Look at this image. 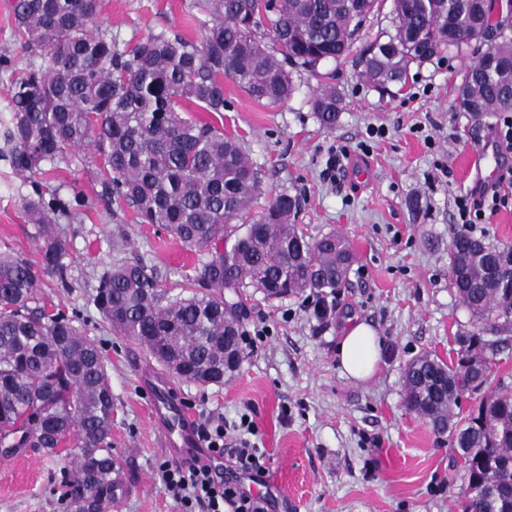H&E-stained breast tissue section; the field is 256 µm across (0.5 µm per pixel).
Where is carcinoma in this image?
<instances>
[{
	"instance_id": "1",
	"label": "carcinoma",
	"mask_w": 512,
	"mask_h": 512,
	"mask_svg": "<svg viewBox=\"0 0 512 512\" xmlns=\"http://www.w3.org/2000/svg\"><path fill=\"white\" fill-rule=\"evenodd\" d=\"M379 0H197L210 17L200 40L165 31L124 48L98 25L100 0H13L17 34L39 53L11 82L0 113V163L29 181L19 194L33 224L37 262L0 253V452L40 448L63 461L68 512H112V387L100 348L73 317L35 305L45 279L69 287L68 247L57 224L88 206L77 189L62 197L35 180L69 165L72 149L92 146L107 178L101 197L122 200L142 224H160L190 251L204 252L183 275L187 295L170 296L143 262L103 273L91 300L117 334L144 345L174 377L224 384L225 339L238 342L246 318L241 295L268 297L344 287L355 255L330 232L306 239L294 224L298 195L271 196L260 215L247 206L260 190L238 139L182 114L225 107L224 78L256 102L294 93L288 67L318 75L352 51ZM492 0H392L394 32L361 53L363 77L381 93L422 65L473 43L496 48L497 65L475 63L456 106L476 117L512 110V39L493 41ZM313 112L326 130L342 111L336 89L316 90ZM245 222L243 232L226 225ZM451 285L481 322L512 320V246L457 234L448 252ZM457 358L429 354L404 368L405 407L448 435L466 475L461 512H512V393L485 390L458 417L462 395L488 383L503 339L478 330L457 338Z\"/></svg>"
}]
</instances>
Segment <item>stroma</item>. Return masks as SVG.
I'll list each match as a JSON object with an SVG mask.
<instances>
[{
	"instance_id": "1",
	"label": "stroma",
	"mask_w": 512,
	"mask_h": 512,
	"mask_svg": "<svg viewBox=\"0 0 512 512\" xmlns=\"http://www.w3.org/2000/svg\"><path fill=\"white\" fill-rule=\"evenodd\" d=\"M11 0H0V111L13 73L33 62L15 31ZM391 0H380L342 63L321 66V78L293 72L296 86L273 106L254 102L232 80L224 82L223 112L194 110L195 118L238 137L261 175L251 213L271 195H299L295 222L309 237L336 232L356 260L344 288L331 297L332 313L318 318L316 295L282 299L248 290L244 329H263L252 352L223 385L175 381L197 419L223 416L234 426L253 420L267 473L246 482L262 492L269 512H459L463 473L447 437L433 433L403 405V369L423 354L455 360L457 337L476 320L449 284L448 248L458 230L457 196L474 184L467 169L499 118L458 111L457 88L478 51L469 47L411 67L406 84L382 93L362 75V49L391 31ZM208 18L197 0H101L99 23L118 46L152 32L199 38ZM335 86L343 110L335 129H323L312 109L319 83ZM383 136H373L374 128ZM349 148L350 154L337 152ZM70 166L38 175L44 190L76 187L92 208L59 229L68 245L69 285L48 280L37 291L49 311L76 316L104 356L114 400L112 455L122 478L112 512H182L165 494L158 465L168 459L148 417V400L130 358L140 355L156 376L164 369L146 348L110 329L90 301L113 264L142 261L161 284L181 293L182 273L197 252L166 229L143 224L134 209L100 199L102 177L93 149L72 154ZM20 179L0 165V252L31 261L39 251L15 187ZM363 321L383 340L382 364L369 380L344 376L337 350L347 319ZM62 461L37 448L0 453V512H66Z\"/></svg>"
}]
</instances>
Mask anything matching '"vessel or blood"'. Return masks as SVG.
I'll return each instance as SVG.
<instances>
[{
  "instance_id": "obj_1",
  "label": "vessel or blood",
  "mask_w": 512,
  "mask_h": 512,
  "mask_svg": "<svg viewBox=\"0 0 512 512\" xmlns=\"http://www.w3.org/2000/svg\"><path fill=\"white\" fill-rule=\"evenodd\" d=\"M143 390L150 399L154 426L161 443L178 461L198 459L197 419L184 408L171 383L152 381L144 384Z\"/></svg>"
}]
</instances>
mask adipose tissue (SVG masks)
<instances>
[{"instance_id":"ef3b65f1","label":"adipose tissue","mask_w":512,"mask_h":512,"mask_svg":"<svg viewBox=\"0 0 512 512\" xmlns=\"http://www.w3.org/2000/svg\"><path fill=\"white\" fill-rule=\"evenodd\" d=\"M381 355L382 341L376 329L364 322L348 320L337 352L343 372L353 380H366L378 370Z\"/></svg>"}]
</instances>
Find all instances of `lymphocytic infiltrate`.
<instances>
[{"label":"lymphocytic infiltrate","mask_w":512,"mask_h":512,"mask_svg":"<svg viewBox=\"0 0 512 512\" xmlns=\"http://www.w3.org/2000/svg\"><path fill=\"white\" fill-rule=\"evenodd\" d=\"M512 202V166L503 168L494 184L475 187L457 198L459 224H480L487 213ZM240 438L227 443L224 426L212 423L202 427L203 463L186 466L177 462L161 463L162 480L167 493L179 501L183 512H268L264 500L247 493L242 478L257 479L266 471L265 453L251 445L248 436L255 428L241 418Z\"/></svg>","instance_id":"obj_1"}]
</instances>
